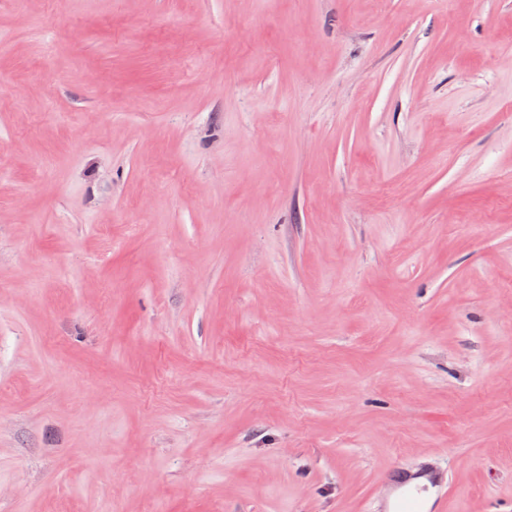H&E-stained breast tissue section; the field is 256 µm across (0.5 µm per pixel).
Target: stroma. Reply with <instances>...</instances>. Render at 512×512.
Returning <instances> with one entry per match:
<instances>
[{
	"instance_id": "1",
	"label": "stroma",
	"mask_w": 512,
	"mask_h": 512,
	"mask_svg": "<svg viewBox=\"0 0 512 512\" xmlns=\"http://www.w3.org/2000/svg\"><path fill=\"white\" fill-rule=\"evenodd\" d=\"M512 512V0H0V512ZM395 492L385 505V512H442L441 503L447 499V470L432 466L407 469L396 466L386 475ZM435 487L432 498L422 493L428 486Z\"/></svg>"
}]
</instances>
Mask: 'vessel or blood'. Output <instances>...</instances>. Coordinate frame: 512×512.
Instances as JSON below:
<instances>
[{
	"label": "vessel or blood",
	"instance_id": "vessel-or-blood-1",
	"mask_svg": "<svg viewBox=\"0 0 512 512\" xmlns=\"http://www.w3.org/2000/svg\"><path fill=\"white\" fill-rule=\"evenodd\" d=\"M386 480L394 495L387 500L385 512H440L447 497V471L443 468L397 466L387 473Z\"/></svg>",
	"mask_w": 512,
	"mask_h": 512
}]
</instances>
